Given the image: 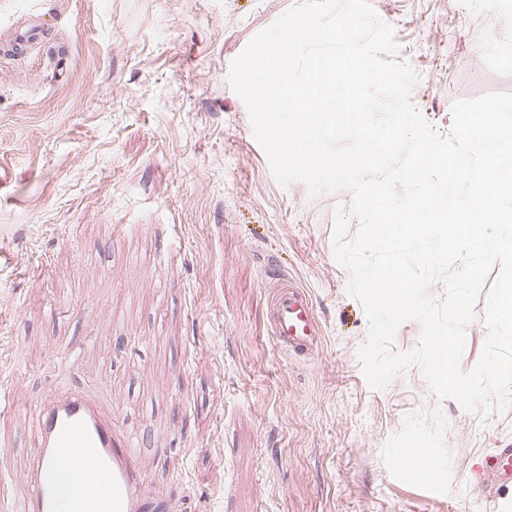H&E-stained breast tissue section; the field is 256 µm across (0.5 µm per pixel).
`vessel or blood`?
<instances>
[{
    "label": "vessel or blood",
    "instance_id": "1",
    "mask_svg": "<svg viewBox=\"0 0 512 512\" xmlns=\"http://www.w3.org/2000/svg\"><path fill=\"white\" fill-rule=\"evenodd\" d=\"M266 317L281 350L309 355L319 346L321 329L310 296L288 276L271 270ZM69 457L75 481L87 489L93 512H181L182 506L147 477V464L111 410L82 390L55 394L40 407L33 449L21 475L22 496L0 500V512H60L62 499L48 471ZM512 482V446L497 449L475 489L497 493Z\"/></svg>",
    "mask_w": 512,
    "mask_h": 512
}]
</instances>
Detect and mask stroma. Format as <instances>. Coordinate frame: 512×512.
<instances>
[{"label":"stroma","instance_id":"1","mask_svg":"<svg viewBox=\"0 0 512 512\" xmlns=\"http://www.w3.org/2000/svg\"><path fill=\"white\" fill-rule=\"evenodd\" d=\"M298 0H0V31L42 15L44 41L0 57V393L24 405L94 382L162 489L187 512H512L468 478L512 443V405L438 400L412 365L380 389L337 206L281 186L228 76ZM420 80L412 100L442 136L452 105L512 93V0H370ZM310 294L322 345L278 350L266 272ZM493 264L460 361L477 365ZM35 425L0 415L9 495ZM424 439L435 481L403 461Z\"/></svg>","mask_w":512,"mask_h":512}]
</instances>
